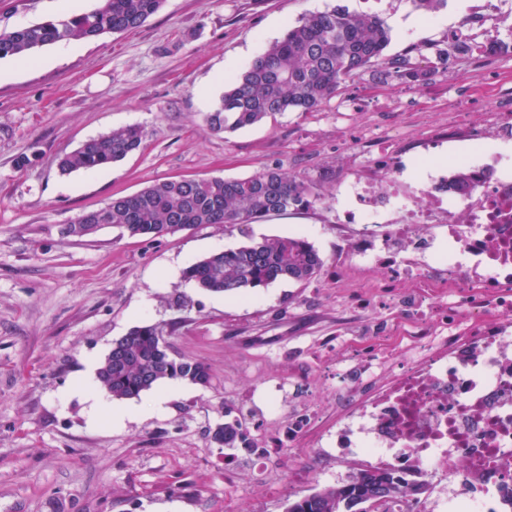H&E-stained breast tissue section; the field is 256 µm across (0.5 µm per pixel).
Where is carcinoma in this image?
Here are the masks:
<instances>
[{
  "instance_id": "cac0c4a2",
  "label": "carcinoma",
  "mask_w": 512,
  "mask_h": 512,
  "mask_svg": "<svg viewBox=\"0 0 512 512\" xmlns=\"http://www.w3.org/2000/svg\"><path fill=\"white\" fill-rule=\"evenodd\" d=\"M163 4L164 0H96L77 15L0 30V59L26 60L32 52L62 41L135 30ZM390 39V28L377 13H353L334 5L305 14L228 81L207 123L214 131L228 132L284 112H314L341 86L383 60ZM384 74L405 81L419 77L408 54L388 59ZM141 143L137 126L101 134L62 159L60 169L89 172L123 160ZM316 200L303 182L269 168L244 179L159 181L85 212L75 223L118 225L131 235L158 237L200 224H250L307 208ZM323 267L313 245L288 236L211 254L189 266L183 278L202 290L242 294L279 280L307 283ZM175 379L205 386L209 373L200 363L173 358L164 336L152 325L135 326L113 340L112 353L97 369L100 387L116 399L138 397ZM211 440L220 447L243 448L247 431L240 421H228L211 431ZM425 488V482L409 481L393 469L366 466L344 482L288 503L286 512H359L373 499L381 502L397 493L414 498Z\"/></svg>"
}]
</instances>
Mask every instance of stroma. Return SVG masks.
<instances>
[{
    "label": "stroma",
    "instance_id": "obj_1",
    "mask_svg": "<svg viewBox=\"0 0 512 512\" xmlns=\"http://www.w3.org/2000/svg\"><path fill=\"white\" fill-rule=\"evenodd\" d=\"M478 0H448L426 16L409 0H166L139 29L80 40L56 58L0 60V512H285L289 502L336 484V466L307 435L272 458L279 479L240 448H221L216 425L251 422L253 395L279 381L288 395H326L309 353L344 330L343 296L326 274L278 281L248 297L204 292L183 270L250 240L303 236L332 263L336 227L318 208L224 228L202 224L160 237L109 224L86 238L64 228L113 198L171 179L246 178L279 168L327 199L337 183L374 169L339 148L349 126L387 128L465 104L469 126L486 123L498 97L488 68L512 82V55L449 57L405 84L368 68L314 112H286L234 132L206 115L227 75L243 70L305 13L333 5L375 11L391 28L386 57L414 45L446 48L467 28L480 45L512 41V0L472 22ZM57 0H0V29L57 16ZM139 126L140 149L92 173L58 163L85 141ZM162 332L171 354L203 364L209 385L179 380L120 400L119 427L93 420L94 391L78 386L89 360L137 325ZM167 396L166 410L148 407Z\"/></svg>",
    "mask_w": 512,
    "mask_h": 512
}]
</instances>
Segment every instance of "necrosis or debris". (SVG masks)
I'll return each mask as SVG.
<instances>
[{
  "label": "necrosis or debris",
  "mask_w": 512,
  "mask_h": 512,
  "mask_svg": "<svg viewBox=\"0 0 512 512\" xmlns=\"http://www.w3.org/2000/svg\"><path fill=\"white\" fill-rule=\"evenodd\" d=\"M447 132L419 123L417 184L404 154L376 127L344 134L352 153L375 150L387 187L362 177L336 186L348 208L327 202L340 233L331 279L346 289L355 318L353 346L326 343L336 421L317 441L337 463L390 468L427 480L414 500L394 495L384 512H512V173L500 160L448 156ZM466 191L450 190L457 172ZM417 282L405 291L407 282ZM268 389V413H256L257 452L295 444L315 427L313 399L283 403Z\"/></svg>",
  "instance_id": "obj_1"
}]
</instances>
